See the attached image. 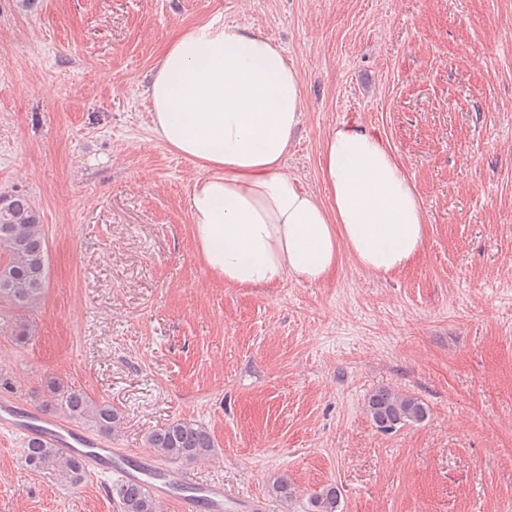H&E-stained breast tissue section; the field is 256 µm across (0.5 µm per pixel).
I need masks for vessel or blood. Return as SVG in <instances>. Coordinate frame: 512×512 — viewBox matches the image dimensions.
<instances>
[{
  "instance_id": "vessel-or-blood-1",
  "label": "vessel or blood",
  "mask_w": 512,
  "mask_h": 512,
  "mask_svg": "<svg viewBox=\"0 0 512 512\" xmlns=\"http://www.w3.org/2000/svg\"><path fill=\"white\" fill-rule=\"evenodd\" d=\"M0 429L41 438L80 458L92 474L124 484H148L159 502L178 498L181 512H224L229 500L220 483L198 482L189 472L162 465L152 455L113 447L67 420L39 413L16 396L0 399Z\"/></svg>"
}]
</instances>
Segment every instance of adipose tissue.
<instances>
[{"label": "adipose tissue", "instance_id": "adipose-tissue-1", "mask_svg": "<svg viewBox=\"0 0 512 512\" xmlns=\"http://www.w3.org/2000/svg\"><path fill=\"white\" fill-rule=\"evenodd\" d=\"M154 129L200 169L188 196L212 276L239 288L325 280L341 252L389 275L422 250L425 217L381 140L337 126L321 152L329 199L283 170L301 122V81L268 37L214 18L174 38L147 88Z\"/></svg>", "mask_w": 512, "mask_h": 512}]
</instances>
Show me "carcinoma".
<instances>
[{
    "mask_svg": "<svg viewBox=\"0 0 512 512\" xmlns=\"http://www.w3.org/2000/svg\"><path fill=\"white\" fill-rule=\"evenodd\" d=\"M0 250L8 255V261L0 266V304L6 302L19 309L33 306L46 288L48 249L39 211L24 192H9L6 203L0 206ZM48 390L52 400L46 406L59 410L68 420L89 424L102 434L115 436L121 432L124 416L111 403L94 401L80 388L60 387L53 382ZM366 412L384 433L419 424L428 414L421 400L387 387L371 392ZM147 443L158 457L178 465H191L215 450L211 432L186 419H175L152 431ZM25 464L64 487H76L87 476L82 460L60 454L37 437L25 441ZM109 493L118 499L121 512H158V501L143 485L113 486ZM340 498L336 487L326 486L309 497L308 512H339Z\"/></svg>",
    "mask_w": 512,
    "mask_h": 512,
    "instance_id": "carcinoma-1",
    "label": "carcinoma"
}]
</instances>
